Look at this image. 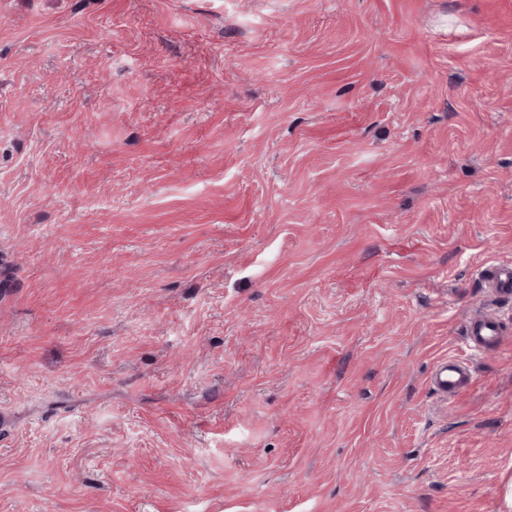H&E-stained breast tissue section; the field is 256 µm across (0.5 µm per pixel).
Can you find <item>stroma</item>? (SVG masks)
I'll return each mask as SVG.
<instances>
[{"mask_svg": "<svg viewBox=\"0 0 512 512\" xmlns=\"http://www.w3.org/2000/svg\"><path fill=\"white\" fill-rule=\"evenodd\" d=\"M506 260L512 0H0V512H512ZM482 278L495 299L512 300V263L489 266L483 270ZM465 335L466 348L473 355H481L488 350L499 349L505 332L497 314L479 309L469 316ZM473 381L474 370L470 362L454 357L437 365L431 386L444 400L450 401L469 390Z\"/></svg>", "mask_w": 512, "mask_h": 512, "instance_id": "1", "label": "stroma"}]
</instances>
